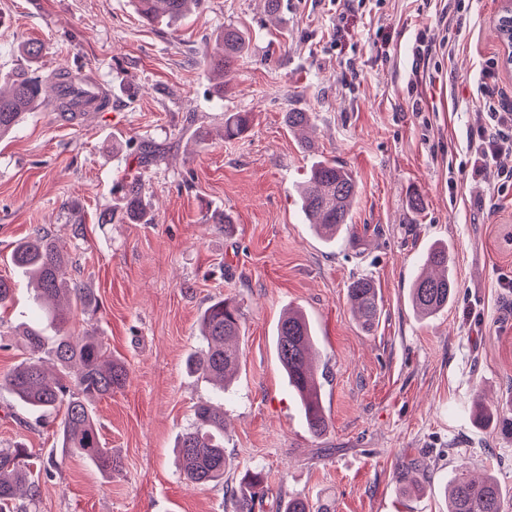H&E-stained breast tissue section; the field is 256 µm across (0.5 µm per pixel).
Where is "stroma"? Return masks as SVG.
Segmentation results:
<instances>
[{"label":"stroma","mask_w":512,"mask_h":512,"mask_svg":"<svg viewBox=\"0 0 512 512\" xmlns=\"http://www.w3.org/2000/svg\"><path fill=\"white\" fill-rule=\"evenodd\" d=\"M460 47L448 48V0H366L336 32L329 0H206L181 22L143 23L135 0H0V73L81 72L111 97L79 121L54 107L25 116L0 142V276L15 283L0 308V334L38 320L24 274L8 261L35 229L73 257L71 276L92 289L94 318L71 328L102 336L127 369L124 388L94 402L101 443L121 460L106 476L71 456L61 418L20 406L0 386V448L53 461L37 499L20 512H231L242 473L261 469L259 512L299 496L314 512H447L458 472L492 473L512 512V437L475 425L476 400L512 413V190L468 174L466 131L484 102L512 109V73L492 33L501 0H462ZM246 50L216 87L199 64L224 26ZM426 33L427 67L412 49ZM44 44L39 62L20 43ZM312 117L302 137L286 113ZM250 112L241 138L225 139L224 115ZM154 144L155 161L137 148ZM352 171L353 230L324 243L305 224L293 190L313 163ZM137 179L150 224H126L123 181ZM419 197L420 209L410 200ZM112 221L100 223L103 213ZM229 215L230 227L220 225ZM447 244L458 293L423 319L408 287L427 249ZM374 280L381 316L365 331L346 290ZM244 313L242 370L225 395L189 374L197 324L215 298ZM314 326L321 399L330 427L307 429L276 357L273 333L288 308ZM224 407L223 481L193 488L176 445L201 403Z\"/></svg>","instance_id":"35a3bbf8"}]
</instances>
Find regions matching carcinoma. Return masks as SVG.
Masks as SVG:
<instances>
[{"label":"carcinoma","mask_w":512,"mask_h":512,"mask_svg":"<svg viewBox=\"0 0 512 512\" xmlns=\"http://www.w3.org/2000/svg\"><path fill=\"white\" fill-rule=\"evenodd\" d=\"M141 19L151 23L162 18L177 20L189 6L200 7L203 0H137ZM245 36L228 26L213 45L202 49L203 66L224 75L242 56ZM66 78L62 107L66 111L89 95L87 83L61 70L49 82ZM45 85L37 77L19 74L0 84V138L9 134L26 113L47 106ZM253 122L250 112L224 113V138L235 139L246 133ZM285 123L292 130L310 126L307 112H288ZM302 211L316 234L331 243L352 220L357 196L353 174L330 161H320L310 169L299 189ZM124 218L129 224H149L146 205L138 183L130 182L123 194ZM11 264L36 284L37 299L49 306L46 320L55 329L52 343H46L41 328H29L18 339L25 357L0 381L22 406L44 412H62V447L94 464L103 474L112 475L119 461L112 450L102 446L92 402L112 396L126 383L124 364L112 358L102 339L93 334L74 335L70 327L71 310L93 312L97 299L88 289L70 278L72 257L45 232L36 231L19 242L10 255ZM456 283L448 274V249L434 247L426 252L423 268L413 279L409 302L417 315L430 317L453 300ZM346 300L358 323L370 330L378 323L380 306L375 283L361 277L347 288ZM201 350L188 358L189 373L212 379L226 388L238 373L242 351L239 336L243 330L242 312L231 297H221L199 318ZM314 336L308 319L299 311L290 312L278 322L275 349L288 386L295 392L309 431L319 437L329 429L321 401L317 370L313 364ZM180 470L192 485H205L224 478L234 461L224 453V410L203 403L193 421L179 438ZM36 456L22 445L0 448V512H15L22 491L35 496ZM265 477L260 470L245 472L239 489L233 491V512H255L262 503ZM448 512H504V495L491 476L481 479L460 473L447 487Z\"/></svg>","instance_id":"1"}]
</instances>
